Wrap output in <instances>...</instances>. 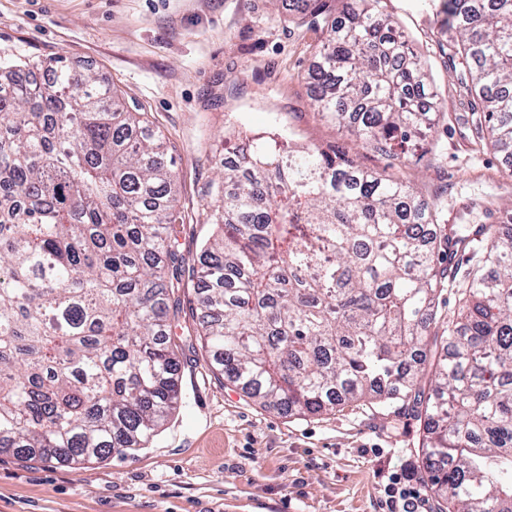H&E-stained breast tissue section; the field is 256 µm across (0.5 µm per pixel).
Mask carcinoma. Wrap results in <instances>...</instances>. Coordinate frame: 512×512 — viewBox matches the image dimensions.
<instances>
[{"mask_svg":"<svg viewBox=\"0 0 512 512\" xmlns=\"http://www.w3.org/2000/svg\"><path fill=\"white\" fill-rule=\"evenodd\" d=\"M379 0H290L325 41L314 107L403 159L440 107ZM450 53L474 66L476 130L512 155V0H445ZM0 87V455L85 465L145 445L176 409L185 275L177 177L160 135L64 60ZM206 188L217 232L195 273L212 371L261 406L320 416L422 407L438 512H512V234L483 240L340 152L244 130ZM470 249L458 316L436 299ZM428 350L430 387L407 372Z\"/></svg>","mask_w":512,"mask_h":512,"instance_id":"carcinoma-1","label":"carcinoma"}]
</instances>
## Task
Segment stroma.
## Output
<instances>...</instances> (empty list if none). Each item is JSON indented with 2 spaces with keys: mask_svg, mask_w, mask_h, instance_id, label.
<instances>
[{
  "mask_svg": "<svg viewBox=\"0 0 512 512\" xmlns=\"http://www.w3.org/2000/svg\"><path fill=\"white\" fill-rule=\"evenodd\" d=\"M442 2L379 5L425 63L446 112L414 157L394 164L314 111L309 74L325 35L272 0H0V54L91 71L163 134L188 263L216 231L204 190L231 126L339 147L434 200L441 223L509 234L512 179L500 175L503 154L458 120L471 97L468 70L441 50ZM481 198L495 200L494 215L472 207ZM178 357L184 403L147 448L81 466L0 455V512H390L388 477L406 469L425 512H437L416 409L360 402L289 417L215 375L200 339Z\"/></svg>",
  "mask_w": 512,
  "mask_h": 512,
  "instance_id": "stroma-1",
  "label": "stroma"
}]
</instances>
